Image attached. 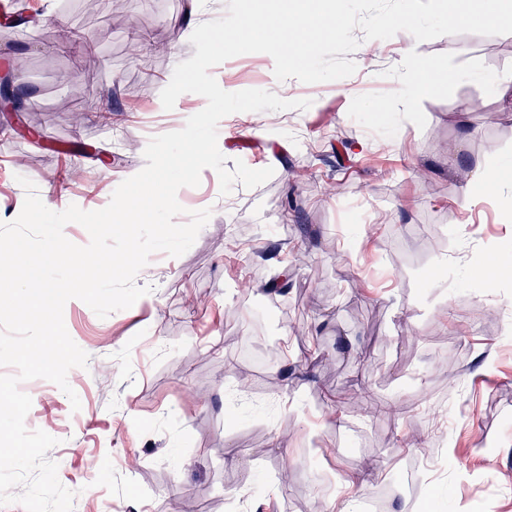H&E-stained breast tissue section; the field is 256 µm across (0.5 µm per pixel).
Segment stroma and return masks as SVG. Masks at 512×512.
I'll use <instances>...</instances> for the list:
<instances>
[{
  "label": "stroma",
  "instance_id": "stroma-1",
  "mask_svg": "<svg viewBox=\"0 0 512 512\" xmlns=\"http://www.w3.org/2000/svg\"><path fill=\"white\" fill-rule=\"evenodd\" d=\"M87 2L0 0V15L29 20L0 37L17 93L14 111L0 110V222L22 209V176L53 211L104 208L144 167L148 141L205 102L185 93L168 111L160 93L195 53L190 22L222 17L226 0H128L124 21L106 27ZM160 34L169 41L156 58ZM355 36L357 70L334 81L280 84L265 53L213 67L223 90L311 100L219 122L226 168L239 159L273 176L224 195L204 170L179 189L176 221L211 217L182 256L150 255L141 302L103 319L66 303V329L89 356L67 375L79 410L48 380L20 388L32 399L27 429L57 440L47 457L76 493L73 512H176L186 500L192 512H336L353 473L362 512H512V281L482 287L476 259L492 247L512 265V200L461 207L476 162L512 182V107L489 88L512 73V34ZM411 45L445 71L413 102ZM378 98L388 114L369 110ZM279 239L288 249L267 273L288 280L287 295L245 293L241 281L259 279L250 256ZM244 345L276 350L277 386L239 388ZM452 347L471 368L450 383L434 354ZM354 391L399 410L366 415L346 403ZM427 408L447 418V451L430 465L431 437L400 442ZM467 474L482 482L477 495L463 489Z\"/></svg>",
  "mask_w": 512,
  "mask_h": 512
}]
</instances>
